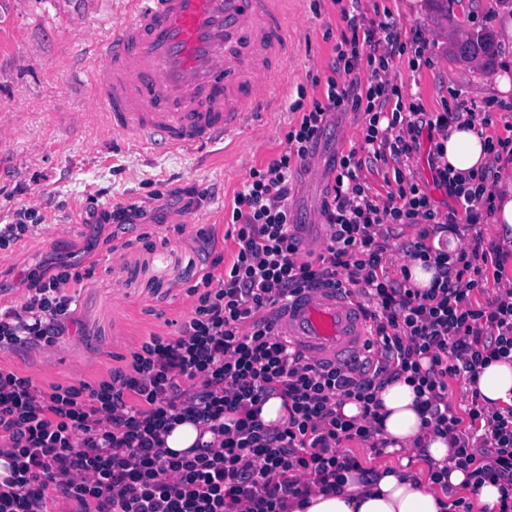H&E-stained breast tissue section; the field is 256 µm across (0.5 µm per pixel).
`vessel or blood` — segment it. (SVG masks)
Segmentation results:
<instances>
[{"mask_svg": "<svg viewBox=\"0 0 512 512\" xmlns=\"http://www.w3.org/2000/svg\"><path fill=\"white\" fill-rule=\"evenodd\" d=\"M289 19V0H127L124 24L96 41L91 63L112 134L188 150L231 133L283 75ZM280 330L327 362L358 358L369 338L349 297L327 288L289 300Z\"/></svg>", "mask_w": 512, "mask_h": 512, "instance_id": "obj_1", "label": "vessel or blood"}]
</instances>
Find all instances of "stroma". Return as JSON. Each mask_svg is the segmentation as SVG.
<instances>
[{"label": "stroma", "instance_id": "1", "mask_svg": "<svg viewBox=\"0 0 512 512\" xmlns=\"http://www.w3.org/2000/svg\"><path fill=\"white\" fill-rule=\"evenodd\" d=\"M499 0H295L290 54L282 83L263 91L255 112L236 131L192 153L132 146L104 126L93 100L87 67L92 48L122 26L121 0H0V224L25 221L32 230L0 247V306L22 305L30 279L59 262L95 273L76 295L77 322L55 347L0 352V366L53 384H97L150 336H175L190 317L188 292L206 267V255L231 260L237 245L227 237V213L250 168L283 152L284 133L297 118L294 105L322 98L347 32L345 10L371 26L384 16L398 24L389 78L405 99L423 111L470 108L491 117L487 136H512V92L501 94L495 79L512 77V53L496 47L492 59H463L457 41L493 33ZM364 118L349 111L331 117L314 156L318 171L295 174L288 204L304 220L307 249L320 247L321 228L306 223L318 211L337 155L360 148ZM439 162L422 144L403 172L425 187L440 212L456 202L437 188ZM393 164L365 161L361 183L377 202L397 184ZM196 190L188 210L158 205L153 193ZM145 207L148 216L129 241L113 224H88L90 211L113 205ZM166 224L167 242H150L153 221ZM208 250H201L200 238Z\"/></svg>", "mask_w": 512, "mask_h": 512}]
</instances>
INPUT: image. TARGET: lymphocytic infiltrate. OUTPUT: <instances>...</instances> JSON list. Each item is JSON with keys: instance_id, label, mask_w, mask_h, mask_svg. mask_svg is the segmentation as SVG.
Instances as JSON below:
<instances>
[{"instance_id": "f902f5d3", "label": "lymphocytic infiltrate", "mask_w": 512, "mask_h": 512, "mask_svg": "<svg viewBox=\"0 0 512 512\" xmlns=\"http://www.w3.org/2000/svg\"><path fill=\"white\" fill-rule=\"evenodd\" d=\"M348 26L351 35L336 46L344 80L328 78L324 100L286 129L285 150L250 169L228 213L237 253L191 287L194 311L176 336L151 337L126 367L95 385L46 390L0 367V456L9 461L0 512H48L56 497L72 503V512H287L289 500L311 487L340 492L346 472L376 481V470L343 446L381 448L379 392L401 379L414 386L423 426L447 439L456 466L475 485L497 484L498 512H512V407L488 410L478 389L482 369L512 355V295L473 299L501 279V251L480 235L451 253L426 244L440 227L456 230L461 218L473 226L493 210L486 175L464 181L438 170L439 186L460 207L443 216L400 173L396 191L376 204L357 175L361 161L349 152L337 159L322 202V248L308 257L298 249L292 180L330 115L363 113L364 148L397 163L410 159L422 132L448 128V113L397 99L381 50L398 40L395 21H379L363 39L356 21ZM392 224L416 227L415 240L401 248L433 269L430 287H416L407 272L389 277ZM94 272L61 264L33 279L23 305L0 311V351L55 346L75 320L78 288ZM336 285L360 299L372 342L351 364L305 361L279 333L282 307L302 289ZM458 378L471 393L462 413L448 400L449 382ZM274 395L288 417L267 425L259 413ZM346 401L358 405L357 416L339 413ZM466 421L486 422L489 438L470 440L461 431ZM181 422L204 426L213 441L169 452L164 438Z\"/></svg>"}]
</instances>
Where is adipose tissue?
I'll return each instance as SVG.
<instances>
[{
  "mask_svg": "<svg viewBox=\"0 0 512 512\" xmlns=\"http://www.w3.org/2000/svg\"><path fill=\"white\" fill-rule=\"evenodd\" d=\"M483 129L467 118L448 125L439 160L452 173L469 174L484 170L491 155ZM478 388L486 407L492 410L512 406V362L500 360L483 370ZM384 413L382 438L384 451L403 458L424 455L426 460L448 468V484L455 490H471L482 512H496L501 497L498 485L484 483L473 487L467 472L448 467L451 449L445 439L422 426L414 408L415 392L411 385L398 381L379 393ZM379 480L368 486L355 473H347L341 493L312 490L307 502H289L288 512H442L446 496L436 486L420 479L417 469L378 468Z\"/></svg>",
  "mask_w": 512,
  "mask_h": 512,
  "instance_id": "adipose-tissue-1",
  "label": "adipose tissue"
}]
</instances>
